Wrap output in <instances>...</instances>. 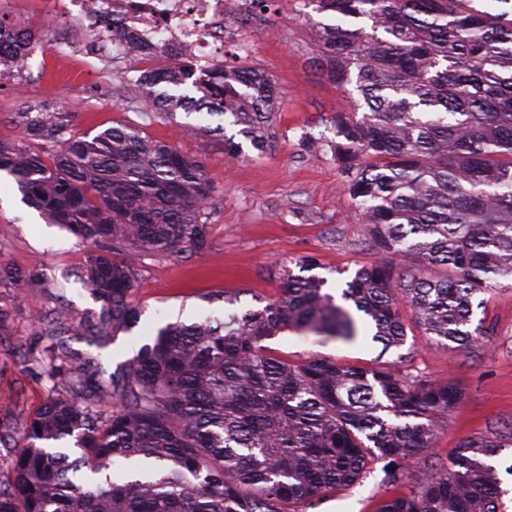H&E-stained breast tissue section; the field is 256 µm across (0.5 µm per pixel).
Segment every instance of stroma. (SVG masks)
<instances>
[{"mask_svg": "<svg viewBox=\"0 0 512 512\" xmlns=\"http://www.w3.org/2000/svg\"><path fill=\"white\" fill-rule=\"evenodd\" d=\"M1 16L31 27L47 25L49 35L21 81H0V139L23 136L5 120L23 104L16 84H25L36 96L49 86L56 107L74 113L78 132L137 125L143 135L202 161L216 188L205 209L204 251L179 256L149 253L139 261V286L131 300L144 315L138 327L119 334L104 350L105 375L132 358L156 327L223 314V294H239L240 311L254 307L255 297H275L278 283L268 274L275 264L313 256L318 275L327 278L331 293L337 295L358 268L374 260L365 227L328 146L308 141L312 135L330 136L336 109L357 96L353 85H338L318 68L316 22L308 16L272 6L242 22L253 49L250 57L238 59V66L263 72L278 89L279 120L272 146L262 155L224 116L180 110L174 118L157 119L152 100L136 84L135 64L118 59L108 63L94 51L82 74L67 75L51 67L47 59L53 41L78 37L60 20L10 11L7 0H0ZM229 138L240 143V152L225 150ZM85 259L86 247L77 237L45 223L23 202L13 179L0 176V266L36 267L45 276L43 286L32 289L26 302L11 306V333L0 338V433L22 428L49 394L51 383L43 368L22 361L11 347L16 339L34 352L43 346L31 321L33 310L45 308L47 294L60 291L74 315L96 306L79 278ZM482 300L475 317L486 333L477 346L452 352L422 337L401 364L403 371L453 383L465 394L438 431L439 459L448 457L466 437L481 434L493 439L512 424V287L486 292ZM271 346L291 363L318 353L341 363L367 365L379 353L362 339L345 343L291 333ZM385 469V461L370 462L358 484L336 490L301 512H374L381 500L397 491Z\"/></svg>", "mask_w": 512, "mask_h": 512, "instance_id": "35a3bbf8", "label": "stroma"}]
</instances>
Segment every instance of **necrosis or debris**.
Listing matches in <instances>:
<instances>
[{
	"mask_svg": "<svg viewBox=\"0 0 512 512\" xmlns=\"http://www.w3.org/2000/svg\"><path fill=\"white\" fill-rule=\"evenodd\" d=\"M38 9L73 26L100 28L116 54L141 59L157 54L203 73L221 64L228 50L249 52L248 36L236 37L237 19L252 13L256 0H35ZM127 36L113 40L112 25Z\"/></svg>",
	"mask_w": 512,
	"mask_h": 512,
	"instance_id": "necrosis-or-debris-1",
	"label": "necrosis or debris"
}]
</instances>
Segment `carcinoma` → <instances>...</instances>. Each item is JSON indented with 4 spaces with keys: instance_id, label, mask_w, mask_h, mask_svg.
<instances>
[{
    "instance_id": "cac0c4a2",
    "label": "carcinoma",
    "mask_w": 512,
    "mask_h": 512,
    "mask_svg": "<svg viewBox=\"0 0 512 512\" xmlns=\"http://www.w3.org/2000/svg\"><path fill=\"white\" fill-rule=\"evenodd\" d=\"M315 12L367 26L318 25L321 70L353 83L362 116L341 109L328 146L366 226L373 262L357 269L340 297L294 261L271 276L276 298L190 324L167 323L112 381L118 409L96 413L98 358L79 359L70 393L52 388L17 436L0 435V512H297L357 483L383 459L390 482L425 461L415 485L377 512H499L501 488L489 460L512 447L467 437L446 463L429 462L438 426L464 399L447 382L310 354L290 364L272 354L285 333L354 342L367 324L381 354L416 336L451 349L479 342L474 303L512 285V13L473 0H308ZM47 29L0 36V63L19 58ZM189 73L171 66L139 84L169 114L186 97L156 91ZM198 112L228 115L264 153L273 137L276 90L255 70L224 66L196 82ZM24 137L0 140V172L27 204L88 248L80 277L99 309L70 320L62 296L34 310L53 384L71 331L116 336L138 326L129 297L145 252H200L202 215L214 188L200 160L150 140L132 126L95 135L74 131L71 112H17ZM414 259L411 270L402 265ZM44 282L39 270L0 266L12 302Z\"/></svg>"
}]
</instances>
